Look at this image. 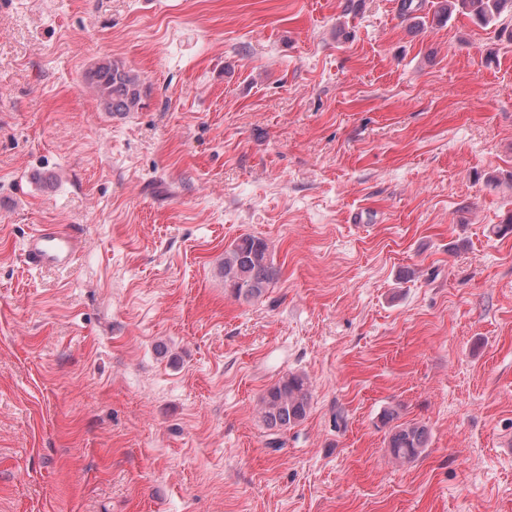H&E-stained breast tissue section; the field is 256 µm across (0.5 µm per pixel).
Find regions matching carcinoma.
Returning <instances> with one entry per match:
<instances>
[{"instance_id":"1","label":"carcinoma","mask_w":512,"mask_h":512,"mask_svg":"<svg viewBox=\"0 0 512 512\" xmlns=\"http://www.w3.org/2000/svg\"><path fill=\"white\" fill-rule=\"evenodd\" d=\"M455 13L468 16L485 28L512 17V0H440L434 17L450 18ZM88 81L106 112L124 115L142 108L144 91L139 78L116 60L104 59L89 73ZM219 270L224 287L238 300H260L277 278L268 244L261 238L244 236L224 249ZM266 428L282 433L302 422L311 403V389L306 377L290 373L269 387L260 398ZM428 443V431L419 423L404 422L390 429L388 449L402 462L416 460Z\"/></svg>"}]
</instances>
